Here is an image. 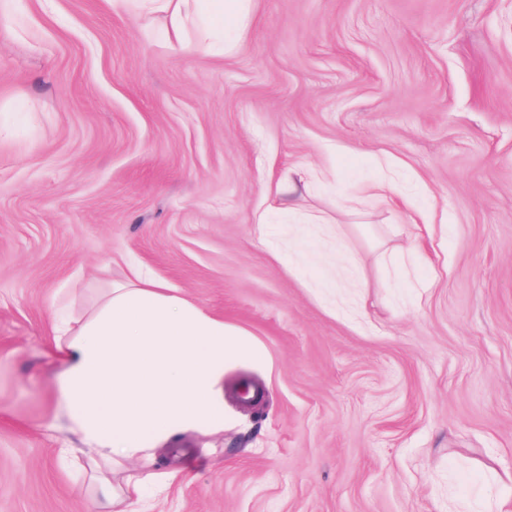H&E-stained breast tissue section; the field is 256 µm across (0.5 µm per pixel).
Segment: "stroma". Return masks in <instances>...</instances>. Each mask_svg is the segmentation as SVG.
Returning a JSON list of instances; mask_svg holds the SVG:
<instances>
[{"instance_id":"stroma-1","label":"stroma","mask_w":512,"mask_h":512,"mask_svg":"<svg viewBox=\"0 0 512 512\" xmlns=\"http://www.w3.org/2000/svg\"><path fill=\"white\" fill-rule=\"evenodd\" d=\"M249 10L226 52L127 0L0 11V512H96L52 328L135 266L266 353L224 371L260 404L158 453L156 512H512V0ZM302 163L331 179L258 230Z\"/></svg>"}]
</instances>
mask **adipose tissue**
<instances>
[{"label":"adipose tissue","instance_id":"adipose-tissue-1","mask_svg":"<svg viewBox=\"0 0 512 512\" xmlns=\"http://www.w3.org/2000/svg\"><path fill=\"white\" fill-rule=\"evenodd\" d=\"M203 29L243 33L241 0H203ZM62 368L54 394L112 512H153L154 491L178 470L155 472L156 451L174 435L224 428L226 364L264 359L249 333L146 274L112 285L80 317L55 324Z\"/></svg>","mask_w":512,"mask_h":512}]
</instances>
